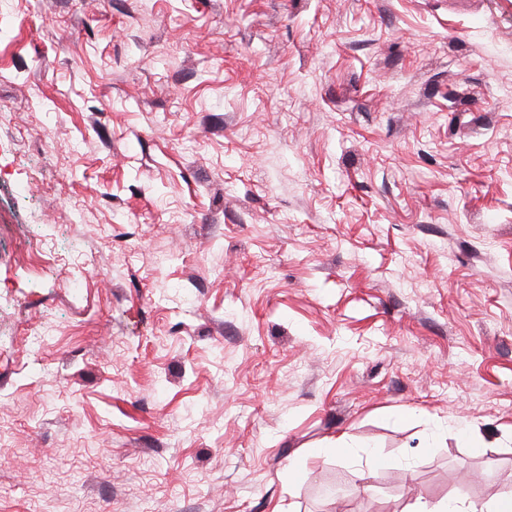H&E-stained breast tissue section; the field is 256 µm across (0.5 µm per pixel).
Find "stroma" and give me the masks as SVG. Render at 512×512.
<instances>
[{"label":"stroma","mask_w":512,"mask_h":512,"mask_svg":"<svg viewBox=\"0 0 512 512\" xmlns=\"http://www.w3.org/2000/svg\"><path fill=\"white\" fill-rule=\"evenodd\" d=\"M458 493H512V0H0V512Z\"/></svg>","instance_id":"obj_1"}]
</instances>
